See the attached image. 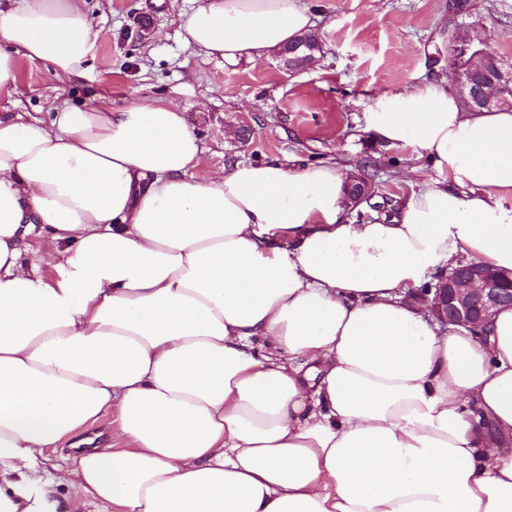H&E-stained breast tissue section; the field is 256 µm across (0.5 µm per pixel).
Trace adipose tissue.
Listing matches in <instances>:
<instances>
[{
    "label": "adipose tissue",
    "mask_w": 512,
    "mask_h": 512,
    "mask_svg": "<svg viewBox=\"0 0 512 512\" xmlns=\"http://www.w3.org/2000/svg\"><path fill=\"white\" fill-rule=\"evenodd\" d=\"M83 2L0 9V96L23 59L85 77ZM314 25L205 0L184 45L235 64ZM367 126L444 178L355 223L346 166L196 178L164 97L0 113V512H58L40 458L112 413L124 447L64 475L106 512H512V308L478 338L409 298L461 259L512 274V109L425 80Z\"/></svg>",
    "instance_id": "1"
}]
</instances>
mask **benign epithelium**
I'll list each match as a JSON object with an SVG mask.
<instances>
[{"mask_svg": "<svg viewBox=\"0 0 512 512\" xmlns=\"http://www.w3.org/2000/svg\"><path fill=\"white\" fill-rule=\"evenodd\" d=\"M448 42L454 51L448 60V68L462 99H467L470 90L485 83L494 90L487 101H512V75L501 72L497 79L486 75L481 67L468 63L481 51L479 46L463 41L455 34L448 35ZM425 300L431 315L441 326H461L478 331L499 309L512 306V276L490 266L460 261L429 288Z\"/></svg>", "mask_w": 512, "mask_h": 512, "instance_id": "obj_1", "label": "benign epithelium"}]
</instances>
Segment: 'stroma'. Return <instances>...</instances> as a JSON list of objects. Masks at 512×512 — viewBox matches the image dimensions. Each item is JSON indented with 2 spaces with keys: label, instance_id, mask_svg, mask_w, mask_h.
Instances as JSON below:
<instances>
[{
  "label": "stroma",
  "instance_id": "35a3bbf8",
  "mask_svg": "<svg viewBox=\"0 0 512 512\" xmlns=\"http://www.w3.org/2000/svg\"><path fill=\"white\" fill-rule=\"evenodd\" d=\"M205 0H86L95 46L80 81H61L41 61L20 63L23 95L0 97V112H43L48 100L77 103L105 91L123 107L163 96L188 112L207 156L197 178L229 160L291 165L336 163L378 172L365 212L395 215L410 197L409 170L421 179L441 174L418 164L366 128L376 94L448 78V31L456 23L483 40L512 70V0H467L462 15L449 0H301L314 16L322 51L306 71L292 74L276 56L227 65L184 51L183 21ZM249 125V141L235 130Z\"/></svg>",
  "mask_w": 512,
  "mask_h": 512
}]
</instances>
